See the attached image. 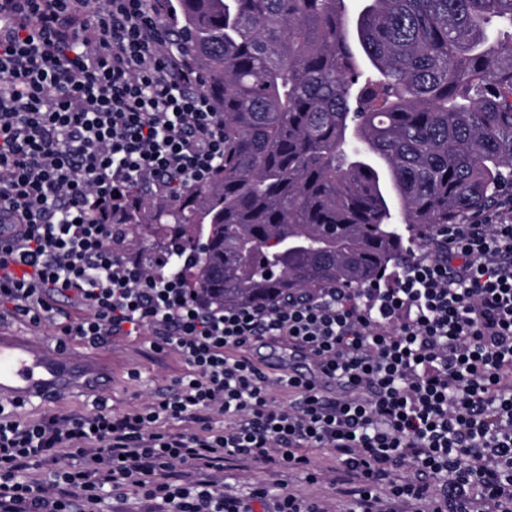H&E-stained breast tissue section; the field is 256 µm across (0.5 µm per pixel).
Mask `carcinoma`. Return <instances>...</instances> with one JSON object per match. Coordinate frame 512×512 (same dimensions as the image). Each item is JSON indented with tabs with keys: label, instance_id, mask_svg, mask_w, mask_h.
<instances>
[{
	"label": "carcinoma",
	"instance_id": "obj_1",
	"mask_svg": "<svg viewBox=\"0 0 512 512\" xmlns=\"http://www.w3.org/2000/svg\"><path fill=\"white\" fill-rule=\"evenodd\" d=\"M164 0L224 114V162L113 223L145 270L180 246L209 307L361 288L412 228L462 224L512 182V0Z\"/></svg>",
	"mask_w": 512,
	"mask_h": 512
}]
</instances>
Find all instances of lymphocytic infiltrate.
<instances>
[{
	"label": "lymphocytic infiltrate",
	"instance_id": "f902f5d3",
	"mask_svg": "<svg viewBox=\"0 0 512 512\" xmlns=\"http://www.w3.org/2000/svg\"><path fill=\"white\" fill-rule=\"evenodd\" d=\"M203 82L152 0H0V315L94 345L149 330L191 368L121 413L20 421L0 403V512H99L131 489L166 512H328L221 487L228 459L318 482L311 448L341 465L343 512H512V197L431 225L369 287L203 310L168 259L157 277L130 259L107 218L129 186L167 199L223 160ZM64 302L81 316L61 321ZM260 341L304 368L270 379L248 354ZM179 467L211 475L176 484Z\"/></svg>",
	"mask_w": 512,
	"mask_h": 512
}]
</instances>
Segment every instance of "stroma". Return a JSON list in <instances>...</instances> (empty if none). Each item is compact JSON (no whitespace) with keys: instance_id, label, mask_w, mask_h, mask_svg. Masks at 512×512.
Returning <instances> with one entry per match:
<instances>
[{"instance_id":"obj_1","label":"stroma","mask_w":512,"mask_h":512,"mask_svg":"<svg viewBox=\"0 0 512 512\" xmlns=\"http://www.w3.org/2000/svg\"><path fill=\"white\" fill-rule=\"evenodd\" d=\"M151 334L116 339L102 345H92L81 339H71L67 352L74 358H107L112 362V389L104 395L79 394L59 403L32 400L17 411L21 420L37 419L46 414L82 415L92 412L98 400H106L114 412L141 408L161 392L172 380L189 372L190 367L175 352H159L151 346ZM270 484L276 491H293L319 497L330 512H338L336 492L328 483L308 485L299 473L279 468L268 471L259 465L243 466L230 460L224 464L226 489L243 492L250 484Z\"/></svg>"}]
</instances>
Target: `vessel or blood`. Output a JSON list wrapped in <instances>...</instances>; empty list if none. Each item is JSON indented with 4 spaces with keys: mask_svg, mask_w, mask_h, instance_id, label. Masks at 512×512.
I'll return each instance as SVG.
<instances>
[{
    "mask_svg": "<svg viewBox=\"0 0 512 512\" xmlns=\"http://www.w3.org/2000/svg\"><path fill=\"white\" fill-rule=\"evenodd\" d=\"M112 388L103 360H73L60 349L35 348L32 340L0 329V402H59L74 394Z\"/></svg>",
    "mask_w": 512,
    "mask_h": 512,
    "instance_id": "1",
    "label": "vessel or blood"
}]
</instances>
